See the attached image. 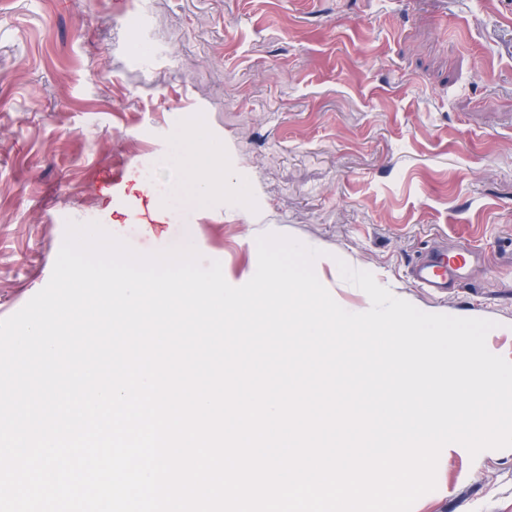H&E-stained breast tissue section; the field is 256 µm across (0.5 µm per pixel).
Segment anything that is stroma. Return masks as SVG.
<instances>
[{"instance_id": "35a3bbf8", "label": "stroma", "mask_w": 512, "mask_h": 512, "mask_svg": "<svg viewBox=\"0 0 512 512\" xmlns=\"http://www.w3.org/2000/svg\"><path fill=\"white\" fill-rule=\"evenodd\" d=\"M224 186L151 198L194 143ZM124 167L120 188L112 170ZM193 245L240 286L258 236L321 252L345 310L370 272L421 311L494 321L512 361V0H0V319L49 282L68 222ZM477 228L462 282L409 277ZM419 512H512V448L444 451Z\"/></svg>"}]
</instances>
